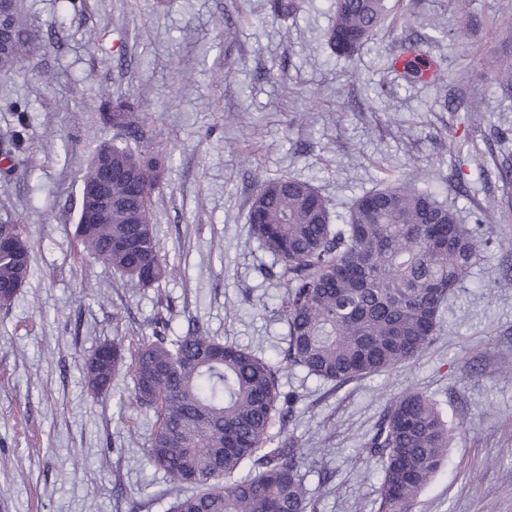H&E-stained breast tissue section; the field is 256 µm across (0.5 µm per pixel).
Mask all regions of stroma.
<instances>
[{"mask_svg": "<svg viewBox=\"0 0 512 512\" xmlns=\"http://www.w3.org/2000/svg\"><path fill=\"white\" fill-rule=\"evenodd\" d=\"M332 0H303L296 22L253 21L263 0H21L39 40L35 71L0 73V141L32 120L27 150L0 173V222L23 225L35 273L0 310V512H168L175 497L144 457L152 416L92 400L87 358L101 343L188 321L280 365L297 401L286 424L305 450L319 512H376L380 475L360 451L389 401L431 396L453 429L448 462L415 512H512V0H389L356 55L333 54ZM447 76L409 81L390 62L402 41ZM140 100L134 150L173 157L152 196L160 254L177 271L144 287L80 252L82 179L111 141L104 90ZM308 120H301V113ZM433 189L488 247L449 298L432 345L391 372L339 387L283 367L287 326L273 257L250 238L258 182L310 181L344 216L383 167Z\"/></svg>", "mask_w": 512, "mask_h": 512, "instance_id": "obj_1", "label": "stroma"}]
</instances>
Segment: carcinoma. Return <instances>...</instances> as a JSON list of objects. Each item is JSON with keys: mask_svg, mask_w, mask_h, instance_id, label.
<instances>
[{"mask_svg": "<svg viewBox=\"0 0 512 512\" xmlns=\"http://www.w3.org/2000/svg\"><path fill=\"white\" fill-rule=\"evenodd\" d=\"M267 17L286 23L302 0H264ZM387 0H334L326 42L336 55L354 57L377 31ZM35 41L20 0L0 4V70L36 68ZM407 80L423 77L421 54L402 46ZM100 111L112 129L141 134L139 101L105 94ZM112 168L128 172L112 182V222H76L82 252L105 269L142 286L174 272L159 254L152 195L172 162L150 150L137 154L112 142ZM248 224L259 246L280 266V313L287 325L285 362L324 382H347L411 362L431 345L450 295L487 246L477 227L462 224L451 208L417 186L408 173L380 180L357 197L341 224L305 180L283 177L258 183ZM0 239L20 244L0 250V309H10L33 275L32 246L20 224H0ZM125 371L131 387L119 400L153 414L144 457L184 489L169 512H317L303 468L304 449L283 430L288 416L274 364L248 348L225 343L195 320L181 336L158 330L129 341L97 346L85 364L90 394L114 393ZM450 430L431 398L408 389L391 400L365 448L380 473L377 512H414L422 490L448 459ZM253 473L238 478L246 465Z\"/></svg>", "mask_w": 512, "mask_h": 512, "instance_id": "1", "label": "carcinoma"}]
</instances>
